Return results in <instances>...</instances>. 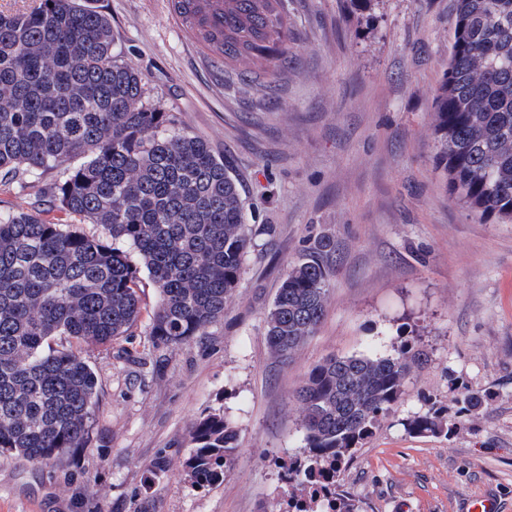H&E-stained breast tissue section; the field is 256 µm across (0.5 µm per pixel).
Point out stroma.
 Here are the masks:
<instances>
[{
	"mask_svg": "<svg viewBox=\"0 0 512 512\" xmlns=\"http://www.w3.org/2000/svg\"><path fill=\"white\" fill-rule=\"evenodd\" d=\"M175 127L204 138L242 185L249 224H271L246 256L224 315L180 350L141 316L88 355L98 381L92 445L61 467L0 455V512H265L281 497L279 462L303 446L295 391L331 355L391 353L415 334L428 361L408 379L341 473L361 512H466L475 495L512 512V223L481 222L450 198L435 162L434 98L448 63L453 0H288L287 68L257 60L230 82L223 57L176 18L171 0H88ZM65 167L0 187V211L29 209ZM330 236L335 273L324 320L286 361L265 315L299 251ZM496 396L452 438L405 422L430 406L454 415L462 387ZM220 411L240 451L203 490L181 465L189 431ZM171 466L153 473L158 457ZM98 495H91L90 485Z\"/></svg>",
	"mask_w": 512,
	"mask_h": 512,
	"instance_id": "obj_1",
	"label": "stroma"
}]
</instances>
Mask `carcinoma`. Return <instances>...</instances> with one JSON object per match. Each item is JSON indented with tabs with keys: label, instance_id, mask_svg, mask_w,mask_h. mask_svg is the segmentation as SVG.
<instances>
[{
	"label": "carcinoma",
	"instance_id": "obj_1",
	"mask_svg": "<svg viewBox=\"0 0 512 512\" xmlns=\"http://www.w3.org/2000/svg\"><path fill=\"white\" fill-rule=\"evenodd\" d=\"M171 3L224 60L288 63L286 0ZM174 125L116 51L106 15L83 0L0 11V185L83 158L30 210L0 212V453L63 465L90 446L98 394L85 354L137 324L142 274L159 294L154 344L179 349L224 316L252 229L224 157ZM433 133L448 194L483 222L512 223V0H455ZM330 253L321 237L289 266L266 316L274 359L290 358L321 323ZM57 336L65 343L53 348ZM425 358L406 336L391 354L331 356L312 368L295 392L304 446L281 465L285 507L269 512H360L340 472ZM342 370L359 387L356 403L336 391ZM494 397L465 387L456 418L433 407L406 429L449 439ZM238 437L221 412L193 423L182 469L195 487L224 483Z\"/></svg>",
	"mask_w": 512,
	"mask_h": 512
}]
</instances>
